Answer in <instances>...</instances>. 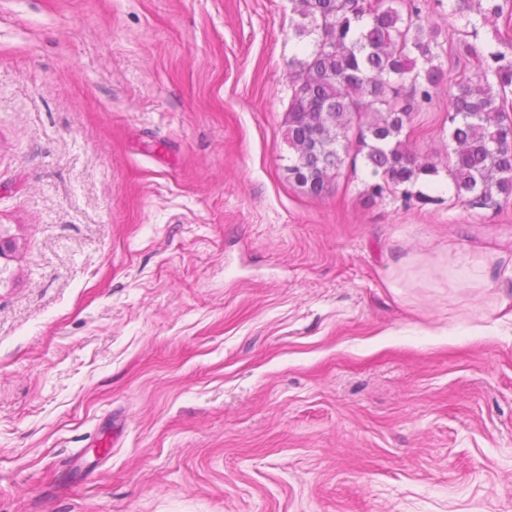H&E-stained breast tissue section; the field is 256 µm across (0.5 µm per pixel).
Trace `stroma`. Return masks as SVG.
<instances>
[{"mask_svg":"<svg viewBox=\"0 0 512 512\" xmlns=\"http://www.w3.org/2000/svg\"><path fill=\"white\" fill-rule=\"evenodd\" d=\"M512 53V25L449 21ZM295 0H0V512H512V198L288 175ZM490 262L488 287L435 273Z\"/></svg>","mask_w":512,"mask_h":512,"instance_id":"1","label":"stroma"}]
</instances>
